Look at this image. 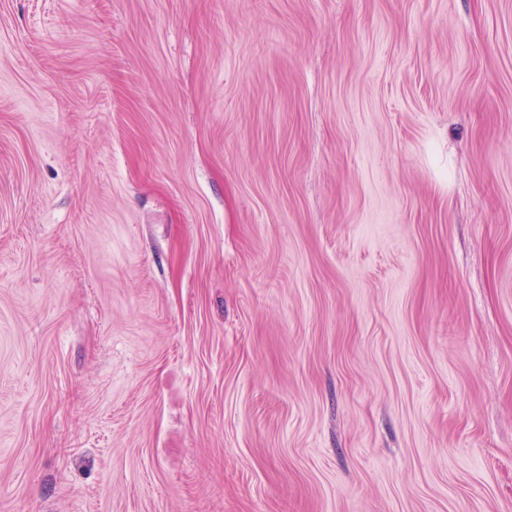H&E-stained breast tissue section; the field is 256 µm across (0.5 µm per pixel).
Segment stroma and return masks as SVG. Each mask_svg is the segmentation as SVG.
Returning a JSON list of instances; mask_svg holds the SVG:
<instances>
[{"instance_id":"35a3bbf8","label":"stroma","mask_w":512,"mask_h":512,"mask_svg":"<svg viewBox=\"0 0 512 512\" xmlns=\"http://www.w3.org/2000/svg\"><path fill=\"white\" fill-rule=\"evenodd\" d=\"M0 512H512V0H0Z\"/></svg>"}]
</instances>
